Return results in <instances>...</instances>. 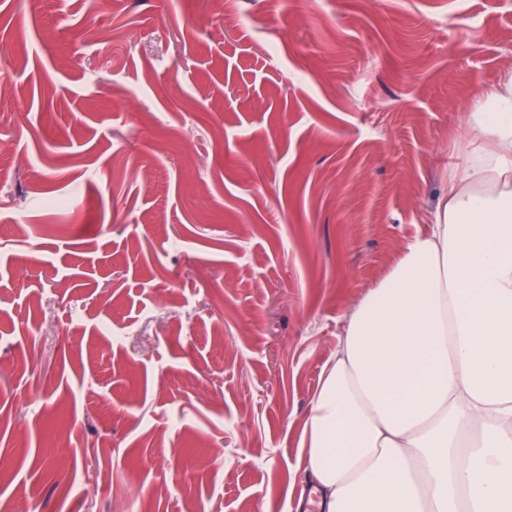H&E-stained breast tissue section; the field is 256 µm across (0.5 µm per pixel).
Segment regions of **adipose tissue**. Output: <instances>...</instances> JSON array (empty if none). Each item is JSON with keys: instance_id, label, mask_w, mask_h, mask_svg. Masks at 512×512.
Instances as JSON below:
<instances>
[{"instance_id": "adipose-tissue-1", "label": "adipose tissue", "mask_w": 512, "mask_h": 512, "mask_svg": "<svg viewBox=\"0 0 512 512\" xmlns=\"http://www.w3.org/2000/svg\"><path fill=\"white\" fill-rule=\"evenodd\" d=\"M426 235L358 299L304 423L319 512H512V72Z\"/></svg>"}]
</instances>
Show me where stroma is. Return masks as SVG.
I'll list each match as a JSON object with an SVG mask.
<instances>
[{
	"label": "stroma",
	"mask_w": 512,
	"mask_h": 512,
	"mask_svg": "<svg viewBox=\"0 0 512 512\" xmlns=\"http://www.w3.org/2000/svg\"><path fill=\"white\" fill-rule=\"evenodd\" d=\"M1 68L0 512H296L512 0H0Z\"/></svg>",
	"instance_id": "35a3bbf8"
}]
</instances>
